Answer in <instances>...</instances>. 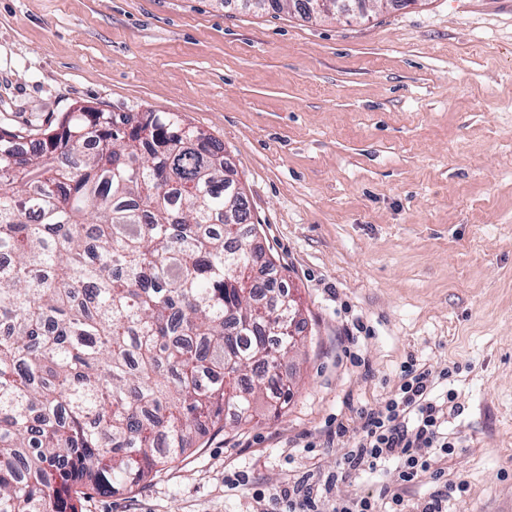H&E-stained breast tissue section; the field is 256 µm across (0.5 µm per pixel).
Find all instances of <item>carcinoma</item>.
<instances>
[{"label":"carcinoma","mask_w":512,"mask_h":512,"mask_svg":"<svg viewBox=\"0 0 512 512\" xmlns=\"http://www.w3.org/2000/svg\"><path fill=\"white\" fill-rule=\"evenodd\" d=\"M235 185L177 112L0 130V512H79L74 486L130 492L200 426L288 405L300 309L253 276L275 263Z\"/></svg>","instance_id":"obj_1"}]
</instances>
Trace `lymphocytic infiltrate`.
<instances>
[{
    "instance_id": "lymphocytic-infiltrate-1",
    "label": "lymphocytic infiltrate",
    "mask_w": 512,
    "mask_h": 512,
    "mask_svg": "<svg viewBox=\"0 0 512 512\" xmlns=\"http://www.w3.org/2000/svg\"><path fill=\"white\" fill-rule=\"evenodd\" d=\"M447 377V371L436 372L417 359H408L402 365L398 390L377 406L359 408L361 435L345 454L336 472L337 480H347L367 469L377 470L390 462L402 488L391 493L382 506L367 497L338 499L334 512H444L446 493L432 494L416 509L405 499L402 489L430 471L432 464L423 456V449H438L443 456L455 449L448 437L453 407L433 395L438 380Z\"/></svg>"
}]
</instances>
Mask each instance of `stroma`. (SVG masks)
<instances>
[{
    "instance_id": "1",
    "label": "stroma",
    "mask_w": 512,
    "mask_h": 512,
    "mask_svg": "<svg viewBox=\"0 0 512 512\" xmlns=\"http://www.w3.org/2000/svg\"><path fill=\"white\" fill-rule=\"evenodd\" d=\"M180 113L224 144L293 287L307 346L292 396L200 438L81 512H256L303 476L318 512L399 487L394 467L325 490L413 357L448 369L452 455L404 489L447 512H512V0H421L307 19L222 0H0V129L66 112ZM363 322L371 334L349 347ZM365 359L357 366L352 354ZM344 423V438L328 431Z\"/></svg>"
}]
</instances>
